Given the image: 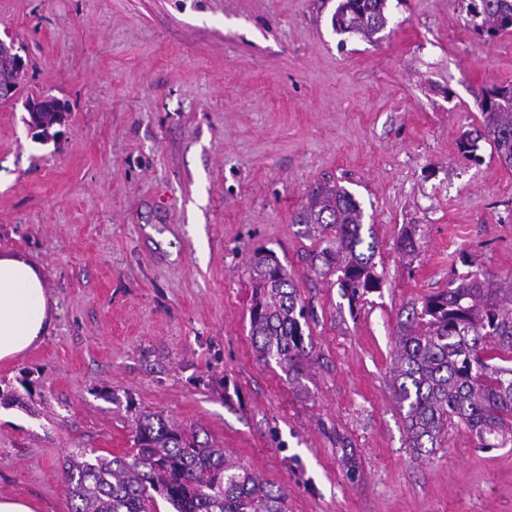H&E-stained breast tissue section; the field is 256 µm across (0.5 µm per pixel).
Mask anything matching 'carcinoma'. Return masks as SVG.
I'll return each mask as SVG.
<instances>
[{
  "label": "carcinoma",
  "mask_w": 512,
  "mask_h": 512,
  "mask_svg": "<svg viewBox=\"0 0 512 512\" xmlns=\"http://www.w3.org/2000/svg\"><path fill=\"white\" fill-rule=\"evenodd\" d=\"M386 0H342L333 28L372 40L388 23ZM467 24L481 37L512 32V0H478ZM481 123L462 133L458 148L480 160L479 142L512 168V83L482 93ZM318 239L310 269L336 284L350 303L380 288L365 243L363 211L341 186L312 193L293 220ZM253 292L250 335L258 359L299 375L312 358L307 307L294 280L271 251L250 259ZM393 395L409 447L439 448L448 427L463 424L481 448L512 444V275L495 288L477 271L453 273L448 289L411 307L396 331ZM71 512H287L286 496L235 463L199 432L160 414L135 420L132 452L123 456L77 448L64 462Z\"/></svg>",
  "instance_id": "1"
}]
</instances>
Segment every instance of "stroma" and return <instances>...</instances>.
<instances>
[{"label":"stroma","mask_w":512,"mask_h":512,"mask_svg":"<svg viewBox=\"0 0 512 512\" xmlns=\"http://www.w3.org/2000/svg\"><path fill=\"white\" fill-rule=\"evenodd\" d=\"M339 0H0L26 59L0 102V252L29 259L44 336L0 362V497L70 512L64 458L133 446L141 413L199 430L288 512H512V447L452 426L409 448L395 332L474 261L512 273V168L458 151L482 90L512 83V34L464 0H387L373 41ZM65 104L48 138L24 102ZM344 187L376 241L378 291L315 275L292 216ZM413 229L414 258L398 240ZM272 250L312 312L302 375L257 360L250 259Z\"/></svg>","instance_id":"obj_1"}]
</instances>
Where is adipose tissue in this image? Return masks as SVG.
<instances>
[{"label": "adipose tissue", "mask_w": 512, "mask_h": 512, "mask_svg": "<svg viewBox=\"0 0 512 512\" xmlns=\"http://www.w3.org/2000/svg\"><path fill=\"white\" fill-rule=\"evenodd\" d=\"M48 312L39 270L21 255L0 253V362L14 359L39 341Z\"/></svg>", "instance_id": "1"}]
</instances>
